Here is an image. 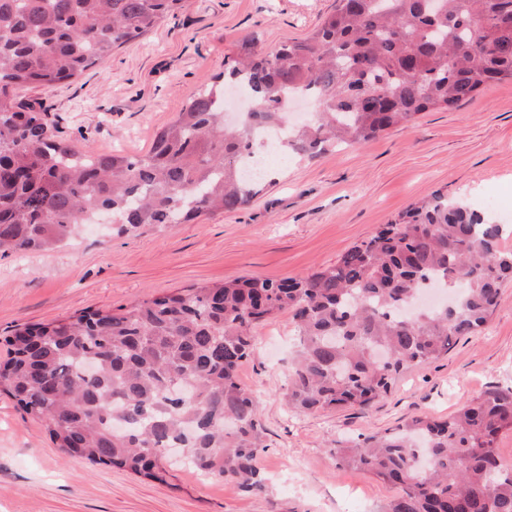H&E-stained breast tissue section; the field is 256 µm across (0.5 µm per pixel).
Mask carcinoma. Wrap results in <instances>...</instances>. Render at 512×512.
I'll use <instances>...</instances> for the list:
<instances>
[{"label": "carcinoma", "instance_id": "obj_1", "mask_svg": "<svg viewBox=\"0 0 512 512\" xmlns=\"http://www.w3.org/2000/svg\"><path fill=\"white\" fill-rule=\"evenodd\" d=\"M182 2L0 0L1 254L54 250L91 211L127 234L249 204L271 178L246 179L241 162L255 128L289 124L292 94L320 108L291 127L303 156L363 145L512 80V0H337L308 37L270 52L251 40L224 57L221 77L252 99L231 128L224 87L204 85L146 153L78 151L36 103L16 100L19 87L51 89L104 63ZM511 233L437 193L306 277L237 278L19 327L0 338V393L66 456L164 482L166 449L180 448L195 472L260 494L263 427L239 382L255 328L284 313L294 322V409L366 408L486 324L512 281ZM435 283L452 304L405 313ZM507 431L512 389H490L446 420L416 416L331 453L397 488L383 512H512V467L497 448Z\"/></svg>", "mask_w": 512, "mask_h": 512}]
</instances>
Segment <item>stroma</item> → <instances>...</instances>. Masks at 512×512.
<instances>
[{"label":"stroma","instance_id":"obj_1","mask_svg":"<svg viewBox=\"0 0 512 512\" xmlns=\"http://www.w3.org/2000/svg\"><path fill=\"white\" fill-rule=\"evenodd\" d=\"M336 0H185L173 17L115 49L104 65L49 90L42 102L77 150L141 155L191 93L224 69L245 37L264 49L311 34ZM274 182L249 205L133 235L90 225L50 253L0 257V337L16 327L138 303L233 278L304 277L333 265L412 204L435 193L484 211L512 206V80L450 112H424L362 146L274 165ZM295 325L283 314L255 330L241 384L258 399L265 494L174 468L159 483L64 456L44 426L0 395V512H380L395 490L342 470L337 441L384 431L413 416L445 418L493 388L512 387V284L486 327L448 354L406 371L371 405L312 414L285 396Z\"/></svg>","mask_w":512,"mask_h":512}]
</instances>
